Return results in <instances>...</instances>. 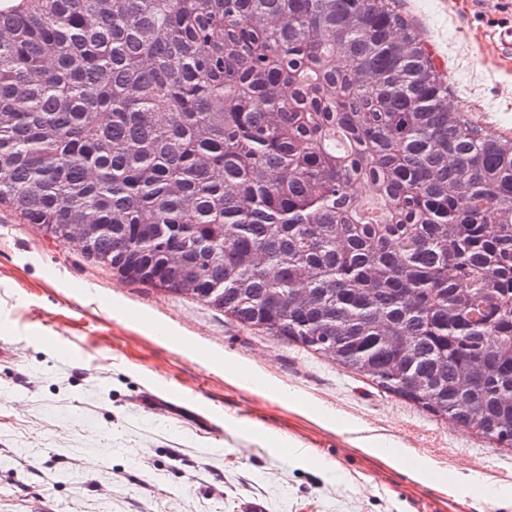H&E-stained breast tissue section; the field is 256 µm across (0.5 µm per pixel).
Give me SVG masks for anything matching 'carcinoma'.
I'll list each match as a JSON object with an SVG mask.
<instances>
[{"label":"carcinoma","mask_w":512,"mask_h":512,"mask_svg":"<svg viewBox=\"0 0 512 512\" xmlns=\"http://www.w3.org/2000/svg\"><path fill=\"white\" fill-rule=\"evenodd\" d=\"M405 27L389 0H22L0 204L512 447V137L448 110Z\"/></svg>","instance_id":"obj_1"}]
</instances>
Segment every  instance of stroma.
<instances>
[{"mask_svg":"<svg viewBox=\"0 0 512 512\" xmlns=\"http://www.w3.org/2000/svg\"><path fill=\"white\" fill-rule=\"evenodd\" d=\"M392 7L450 110L512 137V55L497 42L512 0ZM1 323L0 512H512L492 495L512 489V447L203 302L122 280L0 205ZM223 357L260 386L225 380ZM280 386L297 404L275 400ZM371 435L433 477L366 453Z\"/></svg>","mask_w":512,"mask_h":512,"instance_id":"35a3bbf8","label":"stroma"}]
</instances>
